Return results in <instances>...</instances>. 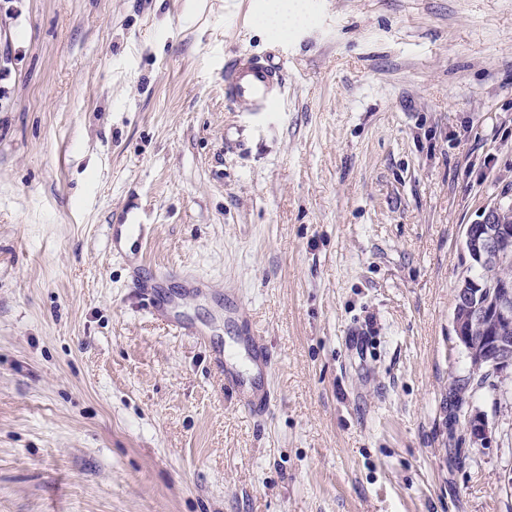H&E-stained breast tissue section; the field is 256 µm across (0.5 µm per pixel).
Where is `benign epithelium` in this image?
Segmentation results:
<instances>
[{
	"label": "benign epithelium",
	"instance_id": "7a95c632",
	"mask_svg": "<svg viewBox=\"0 0 512 512\" xmlns=\"http://www.w3.org/2000/svg\"><path fill=\"white\" fill-rule=\"evenodd\" d=\"M466 249L476 260L491 264L498 260L502 251V242L499 237L489 233L484 235H466ZM472 290L458 288L455 292L457 307L467 310L468 315L454 317L453 325L457 341L461 345L472 348L471 377H484L496 375L507 377L512 374V337L494 336L481 337L474 341L469 336V326L472 322H482L486 319V311L483 307L471 303ZM493 311L498 319L512 316V290L500 288L497 290V298ZM474 442H484L489 433L488 424L484 417L475 415L468 419L466 424Z\"/></svg>",
	"mask_w": 512,
	"mask_h": 512
}]
</instances>
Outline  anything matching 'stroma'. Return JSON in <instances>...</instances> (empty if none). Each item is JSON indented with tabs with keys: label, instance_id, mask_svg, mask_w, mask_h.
<instances>
[{
	"label": "stroma",
	"instance_id": "stroma-1",
	"mask_svg": "<svg viewBox=\"0 0 512 512\" xmlns=\"http://www.w3.org/2000/svg\"><path fill=\"white\" fill-rule=\"evenodd\" d=\"M305 2L283 37L269 0H0V512H512V377L451 392L512 0ZM239 51L284 63L275 111L225 102ZM128 211L243 377L272 351L268 419L128 287Z\"/></svg>",
	"mask_w": 512,
	"mask_h": 512
}]
</instances>
